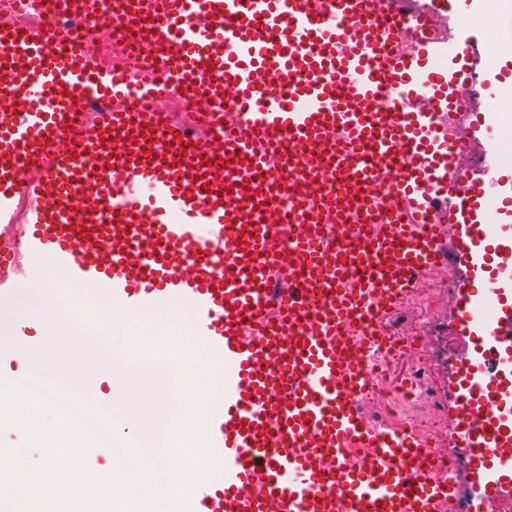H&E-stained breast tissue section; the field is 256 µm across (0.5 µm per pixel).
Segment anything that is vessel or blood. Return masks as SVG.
I'll use <instances>...</instances> for the list:
<instances>
[{
    "mask_svg": "<svg viewBox=\"0 0 512 512\" xmlns=\"http://www.w3.org/2000/svg\"><path fill=\"white\" fill-rule=\"evenodd\" d=\"M43 4L40 26L0 28V99L15 104L0 113V226L27 202L22 247L0 252V298L22 254L46 252L67 282L91 286L96 307L184 308L231 371L208 423L223 472L195 489L191 512H444L452 472L415 430L369 426L358 401L386 343L380 316L441 263L442 225L469 275L494 256L512 267L498 203L457 165L454 115L472 73L440 84L419 73L462 42L408 0ZM69 15L145 23L150 53L175 61L180 84L209 98L233 89V111L211 115L222 150L170 133L155 77L98 65ZM131 88L133 114L119 106ZM89 108L93 131L74 121ZM280 145L286 177L257 180L262 153ZM45 156V177L30 182L27 165ZM286 196L300 226L289 235L271 221ZM326 214L334 231L321 229ZM285 263L298 275L273 288ZM28 280L58 303L40 269ZM458 303L479 353L452 389L461 445L479 462L471 484L480 503L511 502L512 305L489 308L468 288ZM12 343L17 360L49 339L21 321Z\"/></svg>",
    "mask_w": 512,
    "mask_h": 512,
    "instance_id": "vessel-or-blood-1",
    "label": "vessel or blood"
}]
</instances>
